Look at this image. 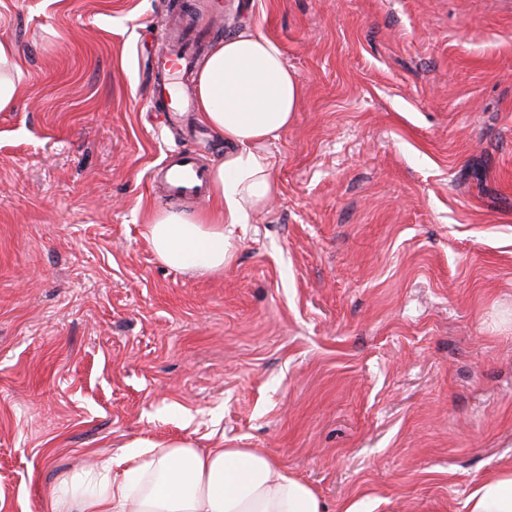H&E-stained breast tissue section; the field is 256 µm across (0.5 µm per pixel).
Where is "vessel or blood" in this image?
Returning <instances> with one entry per match:
<instances>
[{"instance_id":"b4317fda","label":"vessel or blood","mask_w":512,"mask_h":512,"mask_svg":"<svg viewBox=\"0 0 512 512\" xmlns=\"http://www.w3.org/2000/svg\"><path fill=\"white\" fill-rule=\"evenodd\" d=\"M160 40L163 47L155 62L160 77L156 101L165 105L167 111L178 112L186 107L177 97L178 69L193 66L208 40V29L188 22L162 33ZM156 177L170 201L204 199L206 168L195 154L180 152L167 156Z\"/></svg>"}]
</instances>
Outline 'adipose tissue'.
Masks as SVG:
<instances>
[{
	"mask_svg": "<svg viewBox=\"0 0 512 512\" xmlns=\"http://www.w3.org/2000/svg\"><path fill=\"white\" fill-rule=\"evenodd\" d=\"M15 47L0 41V112L19 97ZM200 118L224 143L210 170L206 214L159 210L147 239L166 266L223 269L229 237L266 209L278 189L269 146L287 129L301 90L274 40L245 29L218 43L195 78ZM46 512H325L313 486L256 448L200 449L182 439L138 440L120 459L73 472L48 491ZM468 512H512V467L485 478Z\"/></svg>",
	"mask_w": 512,
	"mask_h": 512,
	"instance_id": "ef3b65f1",
	"label": "adipose tissue"
}]
</instances>
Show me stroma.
Masks as SVG:
<instances>
[{"label": "stroma", "mask_w": 512, "mask_h": 512, "mask_svg": "<svg viewBox=\"0 0 512 512\" xmlns=\"http://www.w3.org/2000/svg\"><path fill=\"white\" fill-rule=\"evenodd\" d=\"M278 42V194L215 273L148 244L176 8ZM0 512L140 439L258 448L327 512H466L512 465V0H0ZM20 67L15 47L7 41H0V112L11 111L18 100Z\"/></svg>", "instance_id": "stroma-1"}]
</instances>
